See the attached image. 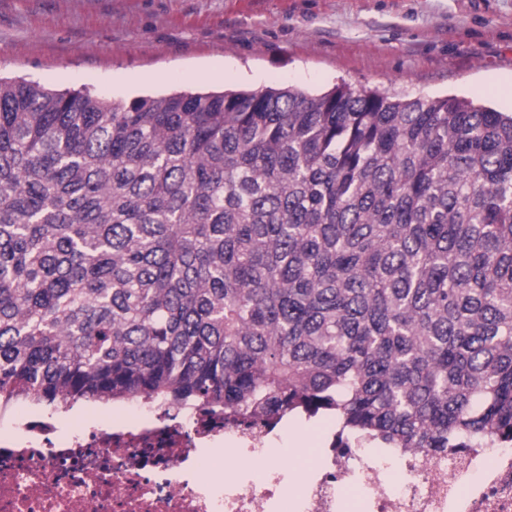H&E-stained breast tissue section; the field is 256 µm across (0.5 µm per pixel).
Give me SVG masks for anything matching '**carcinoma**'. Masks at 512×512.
<instances>
[{
    "instance_id": "1",
    "label": "carcinoma",
    "mask_w": 512,
    "mask_h": 512,
    "mask_svg": "<svg viewBox=\"0 0 512 512\" xmlns=\"http://www.w3.org/2000/svg\"><path fill=\"white\" fill-rule=\"evenodd\" d=\"M512 441V114L0 79V400Z\"/></svg>"
}]
</instances>
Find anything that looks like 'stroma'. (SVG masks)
Masks as SVG:
<instances>
[{
    "label": "stroma",
    "mask_w": 512,
    "mask_h": 512,
    "mask_svg": "<svg viewBox=\"0 0 512 512\" xmlns=\"http://www.w3.org/2000/svg\"><path fill=\"white\" fill-rule=\"evenodd\" d=\"M0 75L107 100L345 82L512 112V0H0Z\"/></svg>",
    "instance_id": "1"
}]
</instances>
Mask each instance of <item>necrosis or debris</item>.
<instances>
[{
    "label": "necrosis or debris",
    "mask_w": 512,
    "mask_h": 512,
    "mask_svg": "<svg viewBox=\"0 0 512 512\" xmlns=\"http://www.w3.org/2000/svg\"><path fill=\"white\" fill-rule=\"evenodd\" d=\"M103 423L15 405L0 428V512H512V444L378 448L319 423L311 460L287 417L132 400ZM229 445L232 465L219 463ZM286 432L288 434V445L294 448L293 465L299 466L307 458L310 443V436L305 430V421L294 420L290 422Z\"/></svg>",
    "instance_id": "necrosis-or-debris-1"
}]
</instances>
